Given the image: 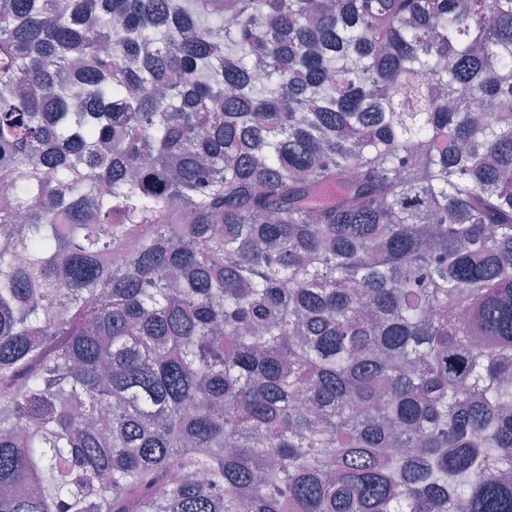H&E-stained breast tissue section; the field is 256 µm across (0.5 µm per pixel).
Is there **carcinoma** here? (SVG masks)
<instances>
[{
	"label": "carcinoma",
	"mask_w": 512,
	"mask_h": 512,
	"mask_svg": "<svg viewBox=\"0 0 512 512\" xmlns=\"http://www.w3.org/2000/svg\"><path fill=\"white\" fill-rule=\"evenodd\" d=\"M0 512H512V0H0Z\"/></svg>",
	"instance_id": "1"
}]
</instances>
